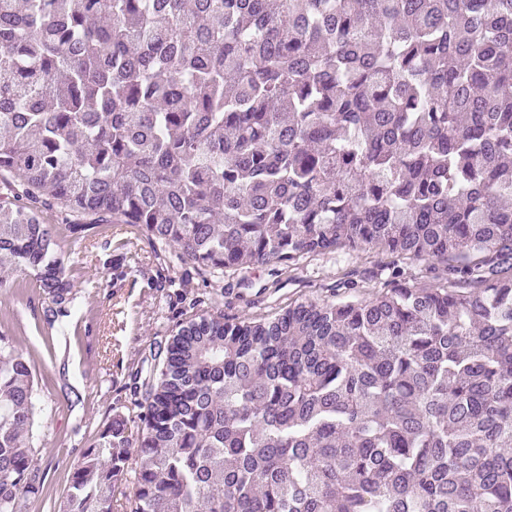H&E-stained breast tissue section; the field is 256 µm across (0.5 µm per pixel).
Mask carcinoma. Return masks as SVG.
<instances>
[{"mask_svg":"<svg viewBox=\"0 0 512 512\" xmlns=\"http://www.w3.org/2000/svg\"><path fill=\"white\" fill-rule=\"evenodd\" d=\"M1 128L0 267L56 305L53 203L210 273L440 267L188 322L62 512H512V0H0ZM34 383L0 345V512L39 492Z\"/></svg>","mask_w":512,"mask_h":512,"instance_id":"1","label":"carcinoma"}]
</instances>
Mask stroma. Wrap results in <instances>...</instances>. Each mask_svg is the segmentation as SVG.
Returning <instances> with one entry per match:
<instances>
[{
	"mask_svg": "<svg viewBox=\"0 0 512 512\" xmlns=\"http://www.w3.org/2000/svg\"><path fill=\"white\" fill-rule=\"evenodd\" d=\"M42 218L58 227L67 301L55 307L34 298L20 272L0 281V335L30 360L40 409L30 439L40 489L20 500L18 512H60L85 449L110 422L137 419L144 397L134 393L135 384L190 320L220 314L249 322L298 303L333 302L343 281L369 299L390 288L384 270L396 262L415 287L434 283L423 263L398 261L382 248L339 249L217 278L139 225L75 230L57 205L44 208Z\"/></svg>",
	"mask_w": 512,
	"mask_h": 512,
	"instance_id": "obj_1",
	"label": "stroma"
}]
</instances>
